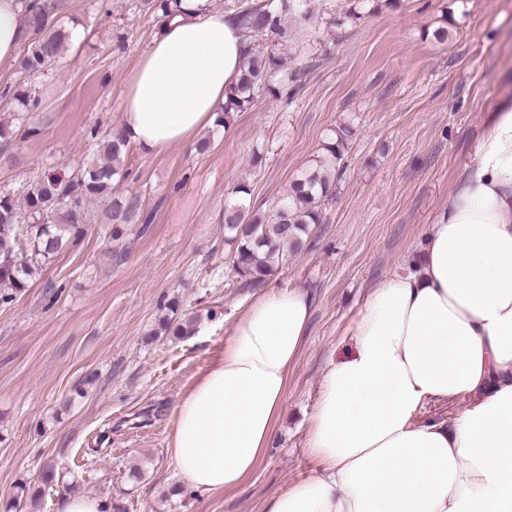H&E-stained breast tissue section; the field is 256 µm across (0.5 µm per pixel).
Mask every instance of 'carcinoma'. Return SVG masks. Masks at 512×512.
Here are the masks:
<instances>
[{
  "mask_svg": "<svg viewBox=\"0 0 512 512\" xmlns=\"http://www.w3.org/2000/svg\"><path fill=\"white\" fill-rule=\"evenodd\" d=\"M308 0H267L260 6H244L239 0H224L234 12L251 48L241 65L238 82L227 93L218 122L227 126L233 115L254 105L256 95L268 92L275 98L290 100L297 90V74L288 75L283 66L290 52L288 19L305 18ZM62 0H25L28 25L34 38L25 46L19 62L24 75L20 83L5 87L4 98L18 102L26 112L40 106V99L29 89L32 80L60 57L71 35L56 29L53 19ZM40 128L23 120L0 118V144L18 136L34 138ZM88 157L70 173L44 174L16 190L0 191V304L13 301L57 255L77 247L87 236L91 223L90 205L98 202L107 208L114 233L133 221L135 202L113 195L115 186L129 176L125 159L129 145L118 130L89 128ZM348 146V130L336 131L326 143L316 165L298 175L288 192L272 210L251 208L249 184L238 182L224 206L226 240L235 245L233 269L251 284H260L278 270L288 254L310 245L316 226L322 223L325 201L334 193L336 177L343 171L342 161ZM179 302L167 304L168 313L158 323L160 332L187 335L197 316L180 318Z\"/></svg>",
  "mask_w": 512,
  "mask_h": 512,
  "instance_id": "obj_1",
  "label": "carcinoma"
}]
</instances>
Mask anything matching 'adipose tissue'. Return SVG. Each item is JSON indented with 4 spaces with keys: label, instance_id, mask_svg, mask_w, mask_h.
Instances as JSON below:
<instances>
[{
    "label": "adipose tissue",
    "instance_id": "adipose-tissue-1",
    "mask_svg": "<svg viewBox=\"0 0 512 512\" xmlns=\"http://www.w3.org/2000/svg\"><path fill=\"white\" fill-rule=\"evenodd\" d=\"M137 63L123 136L153 155L213 123L249 42L215 0H178ZM32 36L21 0H0V66ZM311 295L271 286L172 414L177 496L239 487L270 448ZM307 428L309 475L263 512H512V96L490 113L473 161L420 249L377 282L346 330ZM430 400H459L421 421Z\"/></svg>",
    "mask_w": 512,
    "mask_h": 512
}]
</instances>
